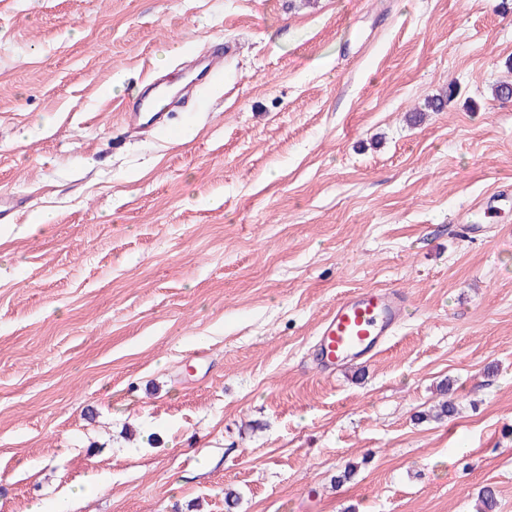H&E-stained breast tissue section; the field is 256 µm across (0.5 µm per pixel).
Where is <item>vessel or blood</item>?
Segmentation results:
<instances>
[{"instance_id": "vessel-or-blood-1", "label": "vessel or blood", "mask_w": 512, "mask_h": 512, "mask_svg": "<svg viewBox=\"0 0 512 512\" xmlns=\"http://www.w3.org/2000/svg\"><path fill=\"white\" fill-rule=\"evenodd\" d=\"M199 73L186 84L181 95L162 100L158 89L166 85V76H153L147 91L122 118L131 128L151 132L166 127L172 109L182 95L199 92L206 80L221 72L224 55L214 52L199 63ZM404 306L398 296L379 288H366L337 301L325 316L318 334L319 366L331 372L349 361L370 357L380 351L395 335L403 318Z\"/></svg>"}]
</instances>
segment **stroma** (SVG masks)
<instances>
[{
  "instance_id": "obj_1",
  "label": "stroma",
  "mask_w": 512,
  "mask_h": 512,
  "mask_svg": "<svg viewBox=\"0 0 512 512\" xmlns=\"http://www.w3.org/2000/svg\"><path fill=\"white\" fill-rule=\"evenodd\" d=\"M220 49L181 133L127 132L161 52ZM503 80L512 0H0V512H512ZM363 288L402 325L319 371Z\"/></svg>"
}]
</instances>
